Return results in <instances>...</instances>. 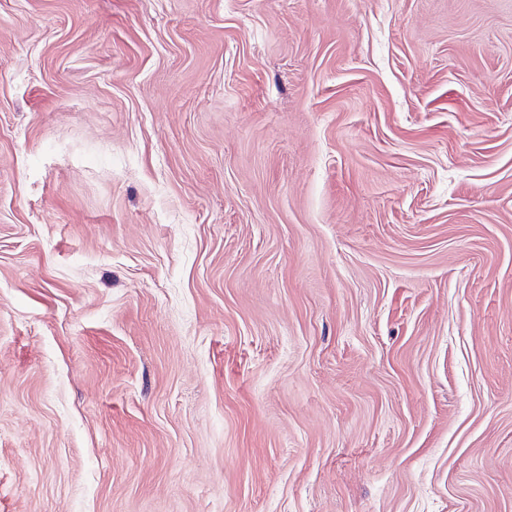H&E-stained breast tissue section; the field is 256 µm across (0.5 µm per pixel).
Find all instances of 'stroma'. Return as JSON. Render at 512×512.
Masks as SVG:
<instances>
[{
	"instance_id": "35a3bbf8",
	"label": "stroma",
	"mask_w": 512,
	"mask_h": 512,
	"mask_svg": "<svg viewBox=\"0 0 512 512\" xmlns=\"http://www.w3.org/2000/svg\"><path fill=\"white\" fill-rule=\"evenodd\" d=\"M0 512H512V0H0Z\"/></svg>"
}]
</instances>
